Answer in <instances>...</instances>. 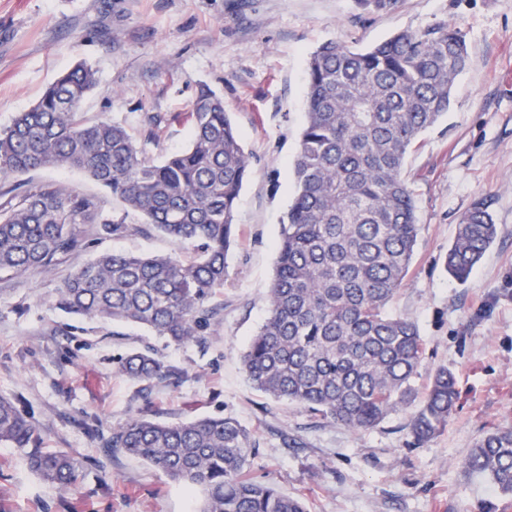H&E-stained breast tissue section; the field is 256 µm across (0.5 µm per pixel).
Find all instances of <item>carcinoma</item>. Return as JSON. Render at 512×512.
<instances>
[{"mask_svg":"<svg viewBox=\"0 0 512 512\" xmlns=\"http://www.w3.org/2000/svg\"><path fill=\"white\" fill-rule=\"evenodd\" d=\"M366 17L399 0H353ZM469 63L464 35L444 22L399 31L366 48L330 40L307 61L305 123L293 160L296 194L277 242L267 317L242 356L261 392L362 433L415 402L425 361L418 325L387 305L413 263L421 234L416 200L403 176L418 137L448 112L452 87ZM97 84L78 64L46 87L38 102L0 129V178L73 167L175 241L195 244L190 261L103 253L58 288L56 307L86 319L134 324L168 345L201 344L220 310L235 241L234 212L250 160L224 111V97L199 87L188 113L189 145L149 160L127 130L89 123L81 104ZM78 224L114 236L135 230L108 219L93 198L54 184H27L0 203V275L47 270L81 249ZM497 238L483 201L462 214L444 268L464 282ZM146 387L176 384L181 373L150 350L117 362ZM452 370L433 369L429 393L411 415L410 436L424 443L456 408ZM0 444L23 453L43 480L69 488L78 463L40 447L32 421L0 395ZM104 448L140 458L170 479L204 493L199 512H307L302 500L254 476L256 436L231 416L176 424L147 414L112 426ZM462 469L512 496V424L482 436Z\"/></svg>","mask_w":512,"mask_h":512,"instance_id":"cac0c4a2","label":"carcinoma"}]
</instances>
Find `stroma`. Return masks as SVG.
I'll return each instance as SVG.
<instances>
[{"label":"stroma","mask_w":512,"mask_h":512,"mask_svg":"<svg viewBox=\"0 0 512 512\" xmlns=\"http://www.w3.org/2000/svg\"><path fill=\"white\" fill-rule=\"evenodd\" d=\"M439 21L463 32L470 63L447 114L406 158L421 234L389 308L417 322L426 344L416 401L432 367L445 365L460 403L445 429L418 445L408 413L355 433L256 390L241 358L267 314L280 227L295 194L309 54L328 40L365 48ZM80 63L97 79L84 119L125 127L154 161L187 147L199 86L219 91L251 172L213 298L220 319L203 344L179 347L143 327L67 316L54 299L69 274L99 254L188 258L192 244L145 225L81 171L49 167L0 179V194L27 183L79 191L137 227L119 237L87 228L83 248L51 271L0 278V395L31 417L44 448L74 457L80 474L76 487H57L17 449L0 447V512H196L200 492L102 446L113 424L146 411L169 423L236 418L260 443L252 471L303 499L307 512H512V496L461 467L480 436L512 424V0H400L363 20L352 0H0V128ZM479 199L498 237L460 283L443 260L460 216ZM146 348L182 370L178 384L145 391L118 372V359Z\"/></svg>","instance_id":"stroma-1"}]
</instances>
